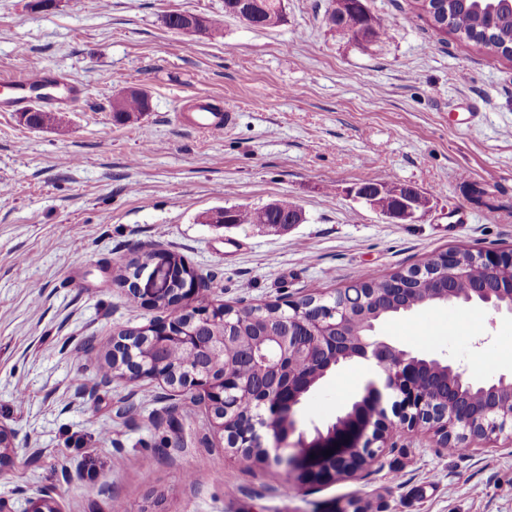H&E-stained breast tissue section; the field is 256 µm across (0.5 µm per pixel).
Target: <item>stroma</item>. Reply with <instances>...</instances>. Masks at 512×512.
<instances>
[{
	"mask_svg": "<svg viewBox=\"0 0 512 512\" xmlns=\"http://www.w3.org/2000/svg\"><path fill=\"white\" fill-rule=\"evenodd\" d=\"M255 28L224 0H0V76L37 68L77 86L60 122L0 112V499L33 512H512V450L448 454L392 437L359 479H287L274 461L209 446L204 411L158 381L102 384L112 338L159 315L117 279L156 250L181 255L214 301L245 306L330 292L451 247L512 248V60L434 32L411 0H366L388 27L355 42L332 0H283ZM208 17L222 37L170 29ZM129 87L149 98L119 124ZM209 96L236 114L210 135L176 112ZM408 185L429 205L389 220L353 190ZM287 202L279 231L224 227L219 210ZM468 223H460V216ZM412 353L478 377L512 374V315L437 304L377 326ZM377 377L341 364L300 406L297 430L327 428Z\"/></svg>",
	"mask_w": 512,
	"mask_h": 512,
	"instance_id": "35a3bbf8",
	"label": "stroma"
}]
</instances>
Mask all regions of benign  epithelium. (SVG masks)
Returning <instances> with one entry per match:
<instances>
[{
	"label": "benign epithelium",
	"mask_w": 512,
	"mask_h": 512,
	"mask_svg": "<svg viewBox=\"0 0 512 512\" xmlns=\"http://www.w3.org/2000/svg\"><path fill=\"white\" fill-rule=\"evenodd\" d=\"M477 259L487 276L472 283L464 300L492 314H512V249L486 250L473 258L463 250L450 249L432 262L395 276L388 303L376 309L381 315L392 310L410 311L412 289L408 279L436 274L454 287L464 268ZM135 296L162 316L148 326L126 330L112 338V378L160 381L176 390L192 405L208 414L215 437L238 453L260 450L282 466L289 477L303 482H321L335 476L354 479L377 461L387 440L397 433L431 437L438 448L454 441L468 448H495L498 441L512 446V411L499 406L481 407L466 392L480 387L492 400L512 402V378L478 379L468 371L437 358L425 359L402 350L376 334L369 307L375 305L370 289L359 290L356 300L336 291L329 298L308 295L262 305L235 308L213 303L194 305L204 284L194 278L185 287L173 284V270L157 256L128 281ZM282 317L268 325L239 357L247 360L251 373L243 374L233 364L221 368L203 365L207 357L224 356L234 342L233 319H244L267 308ZM367 317L366 332L346 333V322L355 312ZM178 346L190 361L172 371L155 357L160 348ZM363 359L378 368V380L363 390L366 413L354 433L346 423L331 425L311 440L290 436L297 429L296 413L306 395L343 362ZM394 399L396 419L387 417L385 402ZM249 404L253 412L241 418L239 407ZM322 448H333L336 465L325 463Z\"/></svg>",
	"instance_id": "1"
}]
</instances>
